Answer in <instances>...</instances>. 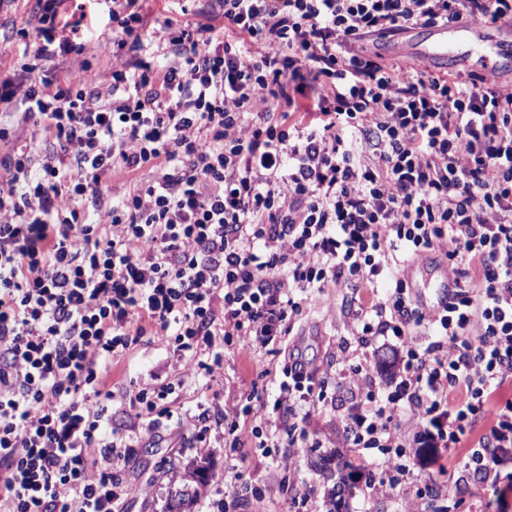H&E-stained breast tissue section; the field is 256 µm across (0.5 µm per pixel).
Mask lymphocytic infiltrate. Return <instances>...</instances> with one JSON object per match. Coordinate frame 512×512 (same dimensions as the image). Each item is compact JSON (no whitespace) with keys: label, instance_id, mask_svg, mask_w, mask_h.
I'll list each match as a JSON object with an SVG mask.
<instances>
[{"label":"lymphocytic infiltrate","instance_id":"obj_1","mask_svg":"<svg viewBox=\"0 0 512 512\" xmlns=\"http://www.w3.org/2000/svg\"><path fill=\"white\" fill-rule=\"evenodd\" d=\"M68 0H36L16 100L27 136L0 156V512H123L126 448L170 417L169 391L129 403L143 430L106 435L103 365L170 337L177 369L212 375L225 338L286 336L304 305L345 283L364 336L407 340L429 314L399 275L443 251L454 290L439 341L409 349L395 386L368 365L341 419L350 448H466V478L497 484L512 450V95L474 72L447 79L384 63L369 35L463 20L512 25V0H216L222 25L105 0L109 81L90 79ZM171 60L153 67L154 53ZM78 55L65 78L45 63ZM148 171L98 224L83 222L115 170ZM293 361L277 407L228 406L260 447L306 442L325 397ZM462 399L449 404L451 392ZM484 433H476L480 421ZM104 467L92 469L90 449Z\"/></svg>","mask_w":512,"mask_h":512}]
</instances>
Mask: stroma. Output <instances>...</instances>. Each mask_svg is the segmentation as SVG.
Returning <instances> with one entry per match:
<instances>
[{
    "label": "stroma",
    "mask_w": 512,
    "mask_h": 512,
    "mask_svg": "<svg viewBox=\"0 0 512 512\" xmlns=\"http://www.w3.org/2000/svg\"><path fill=\"white\" fill-rule=\"evenodd\" d=\"M35 7V0H8L0 6V80L15 74L13 65L21 59L27 44L20 30ZM84 8L85 57L92 75L104 81L112 71V31L107 15L95 0H86ZM402 274L412 292L431 306L447 295L446 284L452 277L444 255L438 251L418 256ZM352 297V289L345 284L329 286L318 302L304 307L291 335L266 344L254 343L248 355L235 346L225 347L223 365L210 377L177 374L172 343L161 336L143 337L130 354L114 361L100 402L116 436L137 430L140 425L128 403L132 391L147 384L172 389L169 407L173 420L160 423L153 436L129 449L118 473L123 482L148 488L147 494L127 501V512H168L186 466L200 456L210 468V478L193 512H217L225 497H248L257 491L264 494L260 512H316L335 491L341 493L347 512H512V457L499 466L498 488L469 482L459 504L428 494L410 509L403 497L384 496L373 490L367 474L385 470L387 456L376 448L342 447L339 419L349 407L351 395L341 380L328 385L325 403L307 425L309 438L320 439L321 447L294 449L293 469L279 474V487L269 488L273 461L264 456L250 433H242L237 445L226 441L223 407L244 403L252 393L266 406H273L290 353H299L319 375L367 363L377 385L396 379L406 358L405 348L390 336L368 342L356 336ZM203 408L209 418L202 425L196 416ZM199 432L209 446L203 455L196 450L195 435ZM404 460L411 469L413 486L422 488L445 482L449 474L459 472L464 451L409 448Z\"/></svg>",
    "instance_id": "stroma-1"
}]
</instances>
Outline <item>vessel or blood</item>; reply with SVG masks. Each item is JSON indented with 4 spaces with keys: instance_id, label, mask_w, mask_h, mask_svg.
<instances>
[{
    "instance_id": "1",
    "label": "vessel or blood",
    "mask_w": 512,
    "mask_h": 512,
    "mask_svg": "<svg viewBox=\"0 0 512 512\" xmlns=\"http://www.w3.org/2000/svg\"><path fill=\"white\" fill-rule=\"evenodd\" d=\"M430 33L433 42L419 55L421 62L453 64L454 68H478L495 73L498 65L512 62V45L485 35L472 25L436 26Z\"/></svg>"
}]
</instances>
